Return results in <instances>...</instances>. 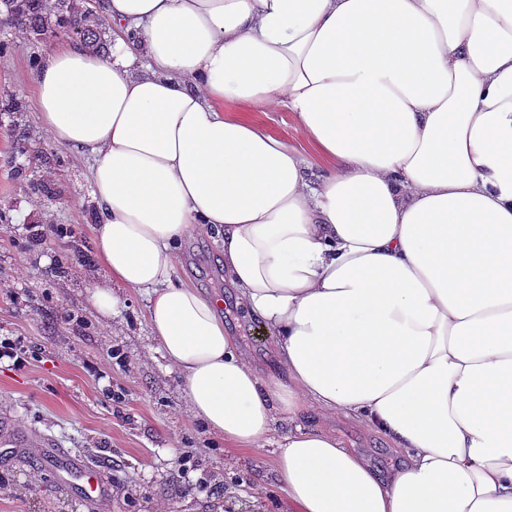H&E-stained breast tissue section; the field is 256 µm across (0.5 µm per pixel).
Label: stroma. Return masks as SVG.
<instances>
[{
    "label": "stroma",
    "mask_w": 512,
    "mask_h": 512,
    "mask_svg": "<svg viewBox=\"0 0 512 512\" xmlns=\"http://www.w3.org/2000/svg\"><path fill=\"white\" fill-rule=\"evenodd\" d=\"M67 42L0 23V336L20 338L27 357L21 369L0 361V425L108 465L111 494L86 502L26 457L0 462V512H279L269 451L225 447L188 412L144 320L145 293L127 291L117 332L92 306L91 289L103 279L92 161L57 145L34 105L33 58ZM28 224L68 233L34 244ZM78 253L84 262H72ZM174 281L229 298L212 234L182 242ZM333 428L375 466L394 455L354 420Z\"/></svg>",
    "instance_id": "35a3bbf8"
}]
</instances>
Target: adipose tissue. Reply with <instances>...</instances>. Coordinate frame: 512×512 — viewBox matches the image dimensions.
Listing matches in <instances>:
<instances>
[{
	"label": "adipose tissue",
	"mask_w": 512,
	"mask_h": 512,
	"mask_svg": "<svg viewBox=\"0 0 512 512\" xmlns=\"http://www.w3.org/2000/svg\"><path fill=\"white\" fill-rule=\"evenodd\" d=\"M108 56L46 54L35 105L93 161L91 301L148 297L191 414L266 448L285 512H512V0H105ZM248 107L245 115L231 114ZM293 112L314 166L258 113ZM211 230L220 298L175 284ZM384 436L385 467L337 417ZM224 316L226 317L225 322H227L230 325L229 328L231 329L233 335L244 336L242 339L238 340L242 350L245 352L247 357L252 361V363L256 366V368H258L260 371H263L272 360V335H270L259 324L255 323L252 326V331L246 329L244 333H239V331L235 329L233 315L228 316L224 311ZM333 428L346 448L368 457L377 467L383 466L388 459L396 456L384 438L368 432L354 420L339 418L334 422Z\"/></svg>",
	"instance_id": "ef3b65f1"
}]
</instances>
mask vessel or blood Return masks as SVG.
Returning a JSON list of instances; mask_svg holds the SVG:
<instances>
[{"label": "vessel or blood", "mask_w": 512, "mask_h": 512, "mask_svg": "<svg viewBox=\"0 0 512 512\" xmlns=\"http://www.w3.org/2000/svg\"><path fill=\"white\" fill-rule=\"evenodd\" d=\"M46 467L65 489L89 502L104 499L110 487L104 482L100 465L84 462L65 451H48L43 455Z\"/></svg>", "instance_id": "1"}]
</instances>
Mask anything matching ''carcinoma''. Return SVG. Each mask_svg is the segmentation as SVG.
Listing matches in <instances>:
<instances>
[{"label": "carcinoma", "instance_id": "cac0c4a2", "mask_svg": "<svg viewBox=\"0 0 512 512\" xmlns=\"http://www.w3.org/2000/svg\"><path fill=\"white\" fill-rule=\"evenodd\" d=\"M0 4L6 22L35 36L59 30L69 37L87 40L97 37L103 26L96 10L81 6L76 0H54L49 11L43 0H0Z\"/></svg>", "mask_w": 512, "mask_h": 512}]
</instances>
